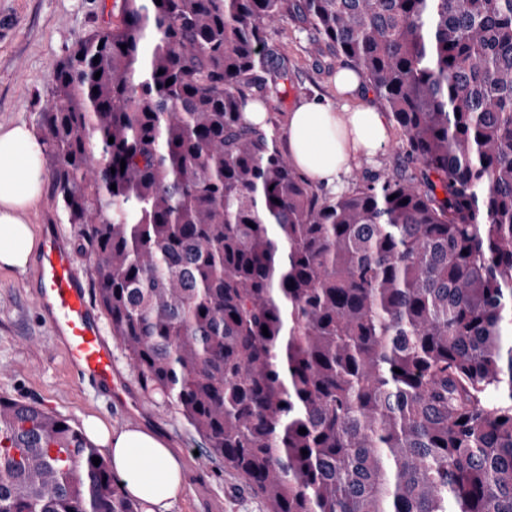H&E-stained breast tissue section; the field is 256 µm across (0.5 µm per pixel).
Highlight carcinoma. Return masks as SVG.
Here are the masks:
<instances>
[{"instance_id":"cac0c4a2","label":"carcinoma","mask_w":512,"mask_h":512,"mask_svg":"<svg viewBox=\"0 0 512 512\" xmlns=\"http://www.w3.org/2000/svg\"><path fill=\"white\" fill-rule=\"evenodd\" d=\"M114 7L37 126L143 391L265 512H512V0ZM285 16L357 68L412 167L327 194L245 119L288 83ZM97 456L0 398V512H138Z\"/></svg>"}]
</instances>
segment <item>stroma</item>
I'll use <instances>...</instances> for the list:
<instances>
[{
	"instance_id": "1",
	"label": "stroma",
	"mask_w": 512,
	"mask_h": 512,
	"mask_svg": "<svg viewBox=\"0 0 512 512\" xmlns=\"http://www.w3.org/2000/svg\"><path fill=\"white\" fill-rule=\"evenodd\" d=\"M112 0H0V126H36L49 101V76L84 36L111 25ZM291 63L286 93L274 95L270 114L279 130L304 98L335 99L333 79L317 61L299 23L285 18L271 29ZM36 267L0 270V397L40 404L74 425L95 413L113 428L137 427L158 434L181 461L183 489L170 512H265L261 499L222 459L214 457L176 406L146 395L120 344L115 365L131 388L137 413L107 403L82 387L31 295Z\"/></svg>"
}]
</instances>
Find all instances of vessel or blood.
Wrapping results in <instances>:
<instances>
[{"mask_svg":"<svg viewBox=\"0 0 512 512\" xmlns=\"http://www.w3.org/2000/svg\"><path fill=\"white\" fill-rule=\"evenodd\" d=\"M33 296L79 383L111 403L129 407V391L115 366L112 346L88 289L76 272L73 252L51 224L43 227Z\"/></svg>","mask_w":512,"mask_h":512,"instance_id":"vessel-or-blood-1","label":"vessel or blood"}]
</instances>
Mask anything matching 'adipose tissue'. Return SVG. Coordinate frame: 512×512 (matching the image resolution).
I'll list each match as a JSON object with an SVG mask.
<instances>
[{
    "instance_id": "adipose-tissue-1",
    "label": "adipose tissue",
    "mask_w": 512,
    "mask_h": 512,
    "mask_svg": "<svg viewBox=\"0 0 512 512\" xmlns=\"http://www.w3.org/2000/svg\"><path fill=\"white\" fill-rule=\"evenodd\" d=\"M336 91L348 96V104L339 110L325 98L302 101L288 115L286 141L300 173L334 192L355 161L387 142L389 128L384 113L360 104L363 87L353 68L337 72ZM44 186V152L35 133L24 123L0 128V269L28 268L37 240L24 215L40 202ZM84 424L109 454L126 495L144 512H167L182 489L183 472L163 440L141 429L112 428L94 416Z\"/></svg>"
}]
</instances>
